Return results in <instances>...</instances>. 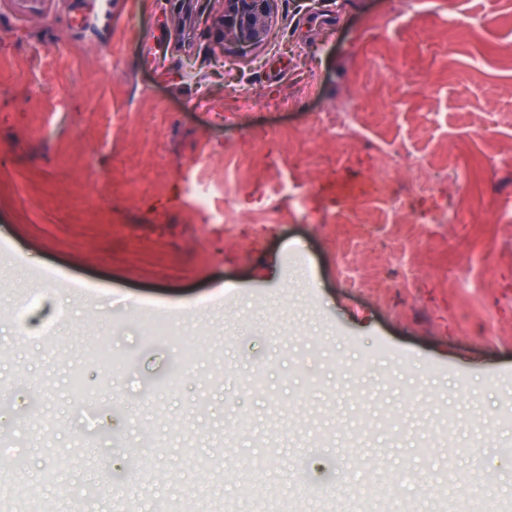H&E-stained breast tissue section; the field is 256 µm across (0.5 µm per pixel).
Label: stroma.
<instances>
[{
    "label": "stroma",
    "instance_id": "stroma-1",
    "mask_svg": "<svg viewBox=\"0 0 512 512\" xmlns=\"http://www.w3.org/2000/svg\"><path fill=\"white\" fill-rule=\"evenodd\" d=\"M401 2L276 0L248 56L162 0L0 14V512L48 469L58 512L512 505V0ZM392 151L418 212L472 195L447 248L336 224ZM321 124L338 140L351 144L361 136V124L363 119L360 114L352 112H327L326 116H320Z\"/></svg>",
    "mask_w": 512,
    "mask_h": 512
}]
</instances>
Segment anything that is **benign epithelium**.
<instances>
[{"instance_id":"obj_1","label":"benign epithelium","mask_w":512,"mask_h":512,"mask_svg":"<svg viewBox=\"0 0 512 512\" xmlns=\"http://www.w3.org/2000/svg\"><path fill=\"white\" fill-rule=\"evenodd\" d=\"M170 12L172 24L185 38L195 27L205 24L218 32L220 43L230 44L241 54L262 45L273 21L275 0H224V11L214 17L204 0H176Z\"/></svg>"}]
</instances>
